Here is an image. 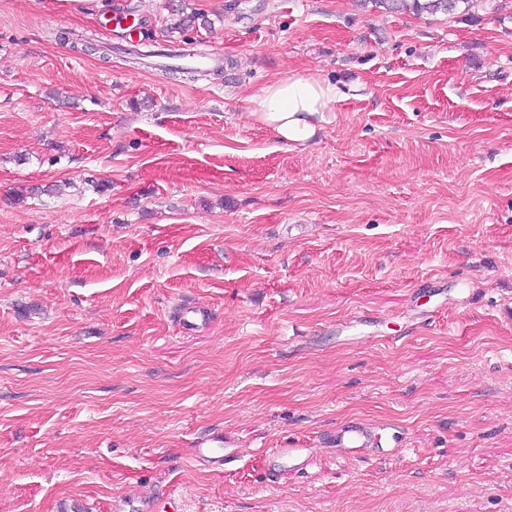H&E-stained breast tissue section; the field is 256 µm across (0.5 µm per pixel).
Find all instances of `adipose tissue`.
<instances>
[{
  "mask_svg": "<svg viewBox=\"0 0 512 512\" xmlns=\"http://www.w3.org/2000/svg\"><path fill=\"white\" fill-rule=\"evenodd\" d=\"M335 86L314 76L294 75L266 85L250 100L252 122L271 129L286 144L311 143L321 131Z\"/></svg>",
  "mask_w": 512,
  "mask_h": 512,
  "instance_id": "adipose-tissue-1",
  "label": "adipose tissue"
}]
</instances>
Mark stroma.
<instances>
[{"instance_id":"obj_1","label":"stroma","mask_w":512,"mask_h":512,"mask_svg":"<svg viewBox=\"0 0 512 512\" xmlns=\"http://www.w3.org/2000/svg\"><path fill=\"white\" fill-rule=\"evenodd\" d=\"M306 73L291 148L247 110ZM0 512H512V17L0 0ZM175 15L176 18L174 22H171L166 28L169 34L179 33L181 35L196 27H208L211 25V22L195 13L185 14L183 12H177ZM336 100V87L314 76L294 75L266 85L250 99L252 122L271 129L284 143H311ZM330 439L336 448H344L347 458L363 457L371 453L391 454L394 451V448H382L377 429L363 422L337 426ZM264 453L274 465L288 461L290 467L303 470L314 463L313 451L309 448H267Z\"/></svg>"}]
</instances>
